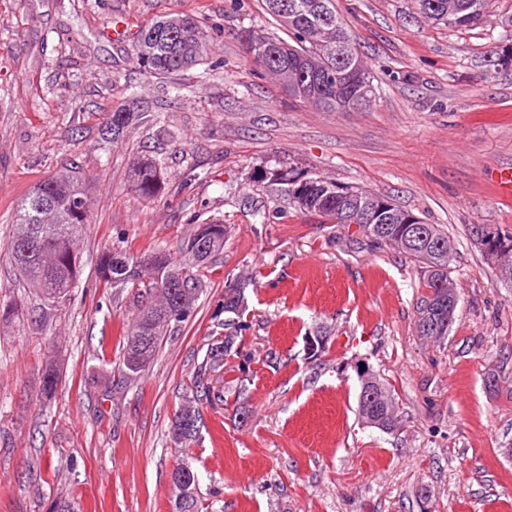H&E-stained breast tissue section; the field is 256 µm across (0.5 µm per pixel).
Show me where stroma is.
Here are the masks:
<instances>
[{
  "label": "stroma",
  "instance_id": "1",
  "mask_svg": "<svg viewBox=\"0 0 512 512\" xmlns=\"http://www.w3.org/2000/svg\"><path fill=\"white\" fill-rule=\"evenodd\" d=\"M195 0H0V512H171L170 473L189 461L208 512H512V285L471 241V227L512 228V202L492 178L512 168V74L486 61L512 0L484 23L429 22L416 0H335L373 80L362 111L324 112L289 97L246 56L241 28L274 20L261 0H206L223 35L208 63L170 79L144 74L138 25ZM125 21L128 35L106 38ZM140 99L160 120L103 142L105 114ZM153 158L157 191L131 168ZM77 166L91 201L76 242L79 277L56 307L23 285L5 252L16 205ZM294 167L390 196L455 246L459 292L445 339L418 335L422 277L398 250L349 249L347 228L274 196L256 170ZM229 224L200 274L191 312L172 322L134 378L121 333L141 300L113 295L97 273L104 250H175L190 217ZM250 279V328L200 408V438L177 451L175 409L190 393L224 290ZM324 332L326 352L307 342ZM248 362L243 394L233 390ZM55 371L54 393L43 391ZM395 390L400 424L366 426L361 375Z\"/></svg>",
  "mask_w": 512,
  "mask_h": 512
}]
</instances>
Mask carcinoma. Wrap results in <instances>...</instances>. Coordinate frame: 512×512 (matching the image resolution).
Instances as JSON below:
<instances>
[{
	"label": "carcinoma",
	"mask_w": 512,
	"mask_h": 512,
	"mask_svg": "<svg viewBox=\"0 0 512 512\" xmlns=\"http://www.w3.org/2000/svg\"><path fill=\"white\" fill-rule=\"evenodd\" d=\"M264 11L288 38L275 32L247 28L241 31L245 52L253 62L283 89L288 84L306 85L305 95L290 93L295 100L322 110L336 111V95L343 90L336 82L324 81L319 74L336 71V31H341L350 47V55L341 64L346 68L365 64L356 41L336 13L333 0H262ZM437 7L424 13L435 24L468 30L484 21L490 0H435ZM213 33L202 13H180L138 26L134 41L137 64L149 75L180 76L203 64ZM492 66L497 72L512 71V39H505L492 51ZM158 120L149 108H117L106 117L101 128L104 140L115 143L124 137L128 128L144 118ZM290 171L280 168L257 173L275 193H288ZM161 176L158 163L147 158L137 163L135 187L143 195H151ZM312 208L322 212L336 206V191L361 198L371 195L362 188L342 185L331 179L313 178ZM16 222L9 240L8 255L26 284L45 301L54 304L65 298L73 287L80 268V257L74 248L75 240L88 221L90 201L81 179L69 172L42 181L25 195L16 207ZM213 237L203 246L194 244L190 235L179 248L183 261L176 262L171 254L158 250L145 256L107 250L99 258L98 275L111 288H145L158 293V301L139 309L135 322L123 333V361L126 374L134 376L153 361L156 351L169 328L164 312L176 311L177 297L196 301L199 280L188 274V268L201 270L224 248L226 229L222 223H210ZM353 249L388 245L384 233L371 230L359 238L347 239ZM405 256L421 269L422 287L434 284L429 280L432 264L438 256L432 250L407 252ZM245 287L238 283L224 290V320L214 325L213 343L207 348L203 362L193 381L195 396L181 404V411L200 416L199 405L211 402L210 386L204 377L224 370V358L236 351L235 345L249 329L243 321L246 310ZM224 333H219V330ZM377 400L367 404L368 393ZM396 412L392 389L381 380L363 385L358 395V414L366 424ZM171 478L187 491L188 512H204L199 492L197 472L185 460L174 467Z\"/></svg>",
	"instance_id": "obj_1"
}]
</instances>
